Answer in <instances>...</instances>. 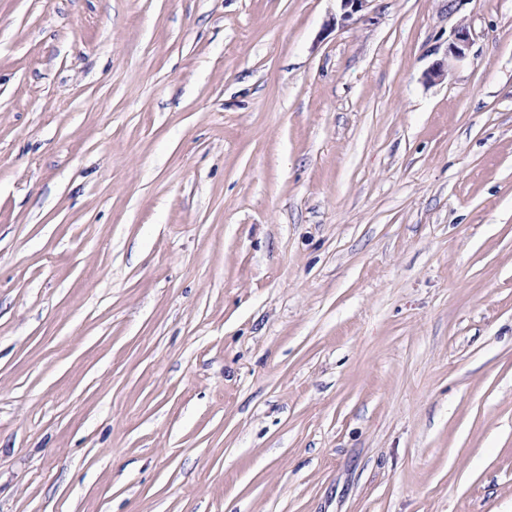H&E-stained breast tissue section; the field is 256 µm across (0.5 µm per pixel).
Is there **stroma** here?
Masks as SVG:
<instances>
[{
	"mask_svg": "<svg viewBox=\"0 0 512 512\" xmlns=\"http://www.w3.org/2000/svg\"><path fill=\"white\" fill-rule=\"evenodd\" d=\"M339 13L0 0V512H512V0Z\"/></svg>",
	"mask_w": 512,
	"mask_h": 512,
	"instance_id": "35a3bbf8",
	"label": "stroma"
}]
</instances>
